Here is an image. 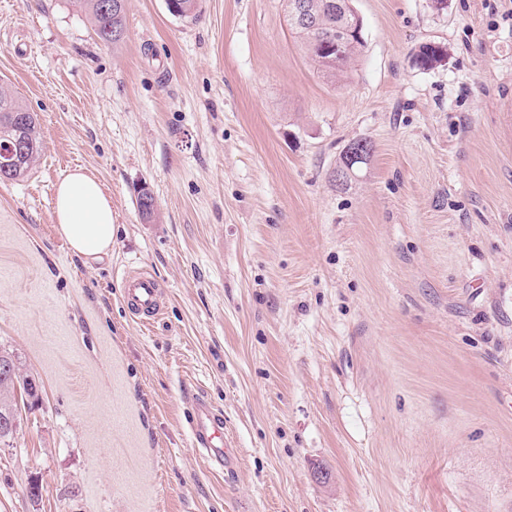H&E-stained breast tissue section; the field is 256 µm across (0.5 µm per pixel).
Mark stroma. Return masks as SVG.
<instances>
[{
	"label": "stroma",
	"mask_w": 512,
	"mask_h": 512,
	"mask_svg": "<svg viewBox=\"0 0 512 512\" xmlns=\"http://www.w3.org/2000/svg\"><path fill=\"white\" fill-rule=\"evenodd\" d=\"M352 5L331 84L283 0H126L114 45L68 0H0V83L44 141L0 183V349L41 386L0 512H512V0ZM77 167L112 198L98 262L55 228ZM197 396L233 473L191 443ZM128 304L148 323L160 312V290L154 278L146 273L126 279L123 288Z\"/></svg>",
	"instance_id": "35a3bbf8"
}]
</instances>
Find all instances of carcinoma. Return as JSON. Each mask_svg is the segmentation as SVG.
<instances>
[{"label": "carcinoma", "instance_id": "carcinoma-1", "mask_svg": "<svg viewBox=\"0 0 512 512\" xmlns=\"http://www.w3.org/2000/svg\"><path fill=\"white\" fill-rule=\"evenodd\" d=\"M71 6L83 12L90 20L96 36L105 43H116L124 38L126 32L125 9L106 10L105 0H68ZM177 16L184 19L195 17L196 0H169ZM309 10L317 19L319 28L308 29L297 25L288 18L290 30L304 47L321 76L335 82L344 73V69L358 53L363 41L352 35L344 37L341 50H329L320 39V31L334 30L348 25L344 14L336 12V0H306ZM438 49L422 45L413 56L414 63L421 68H430L438 61ZM23 140L29 149L28 159L12 168L10 180L15 181L31 170L43 149L38 116L32 112L7 86L0 85V144ZM11 387V411L19 413L16 394L26 399H39L40 386L28 375L16 377V384L8 385V380L0 377V389Z\"/></svg>", "mask_w": 512, "mask_h": 512}]
</instances>
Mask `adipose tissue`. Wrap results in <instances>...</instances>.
<instances>
[{
    "mask_svg": "<svg viewBox=\"0 0 512 512\" xmlns=\"http://www.w3.org/2000/svg\"><path fill=\"white\" fill-rule=\"evenodd\" d=\"M57 229L72 252L97 261L112 252V199L97 176L83 168L68 172L54 195Z\"/></svg>",
    "mask_w": 512,
    "mask_h": 512,
    "instance_id": "obj_1",
    "label": "adipose tissue"
}]
</instances>
